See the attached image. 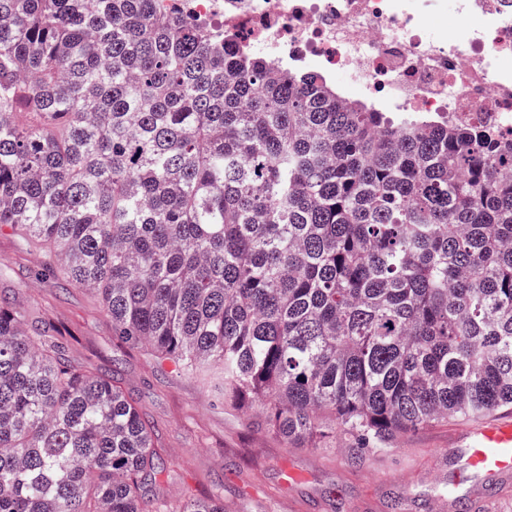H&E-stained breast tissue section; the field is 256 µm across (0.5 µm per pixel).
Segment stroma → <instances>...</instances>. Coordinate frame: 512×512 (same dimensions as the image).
Segmentation results:
<instances>
[{
  "instance_id": "1",
  "label": "stroma",
  "mask_w": 512,
  "mask_h": 512,
  "mask_svg": "<svg viewBox=\"0 0 512 512\" xmlns=\"http://www.w3.org/2000/svg\"><path fill=\"white\" fill-rule=\"evenodd\" d=\"M43 262V252L0 233V289L14 291L36 316L65 333L73 359L115 372L164 450L170 471L163 492L201 497L220 484L224 512H389L393 496L419 502L456 486L457 471L448 460L451 423L424 427L358 459L339 429L319 448L286 445L255 426L254 411L225 408L171 364L117 342L89 290L36 277Z\"/></svg>"
}]
</instances>
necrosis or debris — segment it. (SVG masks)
I'll use <instances>...</instances> for the list:
<instances>
[{"mask_svg":"<svg viewBox=\"0 0 512 512\" xmlns=\"http://www.w3.org/2000/svg\"><path fill=\"white\" fill-rule=\"evenodd\" d=\"M227 43L279 66L314 60L395 112L495 129L512 174V0H185ZM453 20L449 35L427 26Z\"/></svg>","mask_w":512,"mask_h":512,"instance_id":"1","label":"necrosis or debris"}]
</instances>
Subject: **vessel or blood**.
I'll return each mask as SVG.
<instances>
[{
    "instance_id": "1",
    "label": "vessel or blood",
    "mask_w": 512,
    "mask_h": 512,
    "mask_svg": "<svg viewBox=\"0 0 512 512\" xmlns=\"http://www.w3.org/2000/svg\"><path fill=\"white\" fill-rule=\"evenodd\" d=\"M448 446L455 463L469 473L470 482L460 494L432 497L431 512H455L462 501L474 512H491L495 500L490 488L512 482V415L502 413L460 425L449 432Z\"/></svg>"
}]
</instances>
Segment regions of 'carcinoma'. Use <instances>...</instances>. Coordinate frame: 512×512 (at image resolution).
<instances>
[{
	"label": "carcinoma",
	"mask_w": 512,
	"mask_h": 512,
	"mask_svg": "<svg viewBox=\"0 0 512 512\" xmlns=\"http://www.w3.org/2000/svg\"><path fill=\"white\" fill-rule=\"evenodd\" d=\"M493 133L344 100L161 0H0V232L285 443L512 408ZM114 378L0 292V512H224Z\"/></svg>",
	"instance_id": "cac0c4a2"
}]
</instances>
